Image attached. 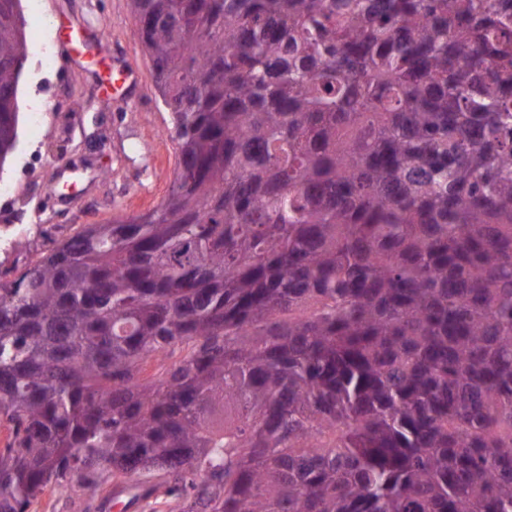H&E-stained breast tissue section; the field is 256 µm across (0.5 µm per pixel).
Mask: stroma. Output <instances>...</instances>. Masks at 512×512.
<instances>
[{
  "mask_svg": "<svg viewBox=\"0 0 512 512\" xmlns=\"http://www.w3.org/2000/svg\"><path fill=\"white\" fill-rule=\"evenodd\" d=\"M32 63L18 85L17 147L1 180L0 216L25 212L36 229L21 236L17 248L0 253V279L9 280L54 242L89 224L119 214L152 209L165 197L176 157L168 114L155 91L151 68L137 37L129 0H22ZM80 25L89 36L101 31L93 56L56 59L42 68L39 47L56 31ZM133 62L137 81L113 86L96 78L100 66ZM48 98L51 111L37 113L31 95ZM69 164L60 179L56 167ZM111 483L64 494L48 491L30 512H100Z\"/></svg>",
  "mask_w": 512,
  "mask_h": 512,
  "instance_id": "35a3bbf8",
  "label": "stroma"
}]
</instances>
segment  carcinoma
Returning a JSON list of instances; mask_svg holds the SVG:
<instances>
[{
	"label": "carcinoma",
	"mask_w": 512,
	"mask_h": 512,
	"mask_svg": "<svg viewBox=\"0 0 512 512\" xmlns=\"http://www.w3.org/2000/svg\"><path fill=\"white\" fill-rule=\"evenodd\" d=\"M130 6L178 168L0 283V512H512V0ZM111 488L112 482L108 481L96 490L76 488L67 494L47 491L33 503L29 512H180L177 501L164 495V487L158 492L157 503L152 498L150 503L142 502L126 510L127 498L121 497L122 502L116 503L111 499V508L100 511L99 505Z\"/></svg>",
	"instance_id": "obj_1"
}]
</instances>
